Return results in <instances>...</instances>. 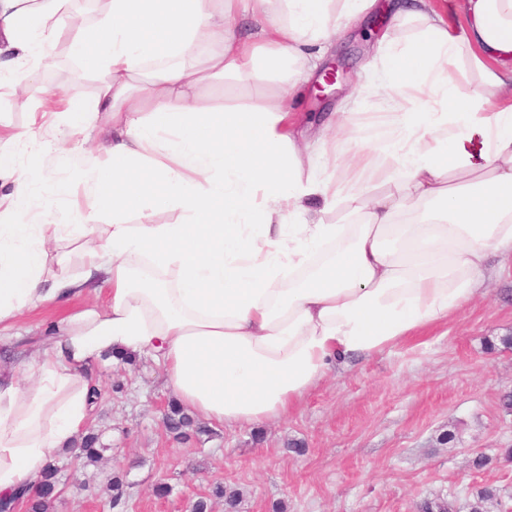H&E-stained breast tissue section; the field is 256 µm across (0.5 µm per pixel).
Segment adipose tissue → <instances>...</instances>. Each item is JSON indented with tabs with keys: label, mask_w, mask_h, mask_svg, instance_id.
I'll use <instances>...</instances> for the list:
<instances>
[{
	"label": "adipose tissue",
	"mask_w": 512,
	"mask_h": 512,
	"mask_svg": "<svg viewBox=\"0 0 512 512\" xmlns=\"http://www.w3.org/2000/svg\"><path fill=\"white\" fill-rule=\"evenodd\" d=\"M69 0H0V71L40 63ZM374 0H108L70 42L98 82L59 103L102 117L88 192L59 225L0 210V325L92 282L104 306L64 321L35 379L0 378V497L36 481L89 423L88 366L107 351L163 366L181 406L219 424L288 415L335 367L462 312L512 259V0H390L412 34L381 47L391 111L357 128L289 106ZM246 12L253 38L235 19ZM471 77L462 90L452 72ZM288 88L204 110L206 81ZM345 224L308 221L311 204ZM174 207L185 224H157ZM137 213L139 223L126 220ZM111 223H98L100 214ZM78 260L81 278L68 266Z\"/></svg>",
	"instance_id": "ef3b65f1"
}]
</instances>
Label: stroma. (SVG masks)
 <instances>
[{"instance_id":"1","label":"stroma","mask_w":512,"mask_h":512,"mask_svg":"<svg viewBox=\"0 0 512 512\" xmlns=\"http://www.w3.org/2000/svg\"><path fill=\"white\" fill-rule=\"evenodd\" d=\"M375 11L353 23L331 54L347 53V71L327 101V112L343 110L355 121L388 106L384 94H368L367 60L377 53ZM72 30H63L36 75L48 93L78 92L86 105L95 82L69 52ZM42 99L15 101L10 75H0V131L24 129ZM68 114L47 117L36 141L19 140L12 150L18 171L39 183L18 218L66 224L86 188L78 177L85 149L64 141ZM95 294L68 304L26 311L0 342V370L14 372L34 356L47 328L94 302ZM512 263L484 292L421 342L403 344L330 372L288 416L258 426L202 421L181 438L165 424L173 395L162 368L146 354L122 361L103 355L90 371L99 390L89 431L102 459L95 464L61 452L56 489L48 512H192L213 484L237 489L239 512H416L423 500H447L454 512H472L479 492L492 488L488 512H512ZM451 442H443L447 432ZM491 456L485 468L473 460ZM125 483L124 503L113 507V476Z\"/></svg>"}]
</instances>
